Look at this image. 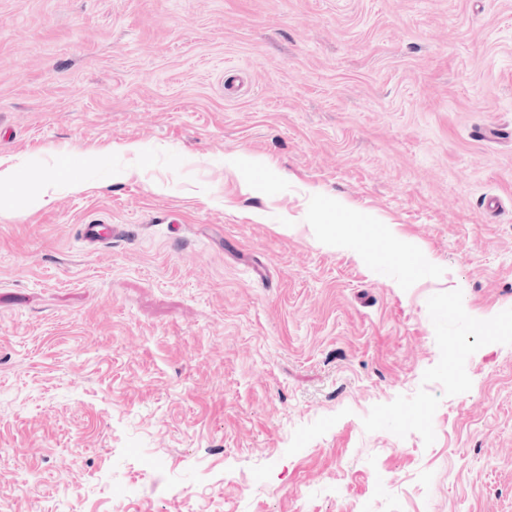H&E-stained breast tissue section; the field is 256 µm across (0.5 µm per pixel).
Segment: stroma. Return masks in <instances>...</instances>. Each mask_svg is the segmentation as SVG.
<instances>
[{"instance_id":"stroma-1","label":"stroma","mask_w":512,"mask_h":512,"mask_svg":"<svg viewBox=\"0 0 512 512\" xmlns=\"http://www.w3.org/2000/svg\"><path fill=\"white\" fill-rule=\"evenodd\" d=\"M0 166V512H512V0H0ZM95 223L81 224L80 236L84 243L95 246L107 240H116L125 235V230L117 224H99Z\"/></svg>"}]
</instances>
